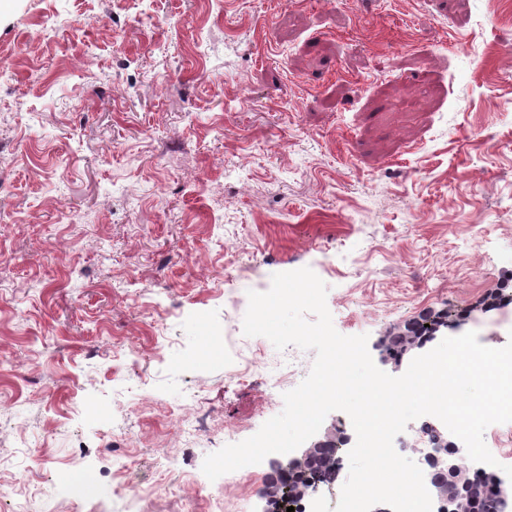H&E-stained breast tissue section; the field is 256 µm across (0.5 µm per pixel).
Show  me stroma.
Instances as JSON below:
<instances>
[{
    "label": "stroma",
    "mask_w": 512,
    "mask_h": 512,
    "mask_svg": "<svg viewBox=\"0 0 512 512\" xmlns=\"http://www.w3.org/2000/svg\"><path fill=\"white\" fill-rule=\"evenodd\" d=\"M1 69L0 512H257L268 463L202 465L310 372L231 302L274 274L374 358L429 310L512 340V0H0Z\"/></svg>",
    "instance_id": "obj_1"
}]
</instances>
